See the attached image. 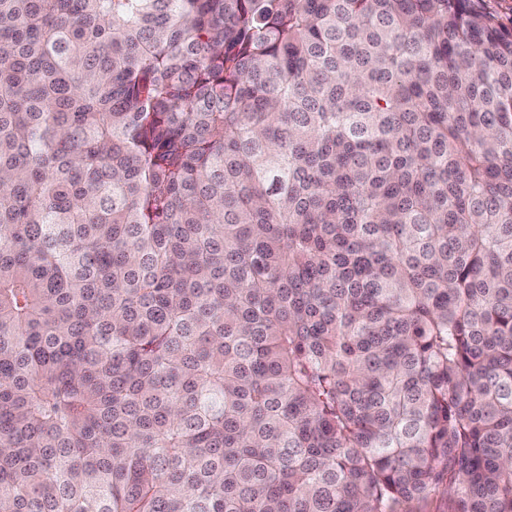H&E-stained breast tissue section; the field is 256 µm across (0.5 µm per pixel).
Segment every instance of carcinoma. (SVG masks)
<instances>
[{
    "instance_id": "cac0c4a2",
    "label": "carcinoma",
    "mask_w": 512,
    "mask_h": 512,
    "mask_svg": "<svg viewBox=\"0 0 512 512\" xmlns=\"http://www.w3.org/2000/svg\"><path fill=\"white\" fill-rule=\"evenodd\" d=\"M512 512V31L473 0H0V512ZM450 502L446 493H440L427 499L415 500L406 505L407 512H448Z\"/></svg>"
}]
</instances>
